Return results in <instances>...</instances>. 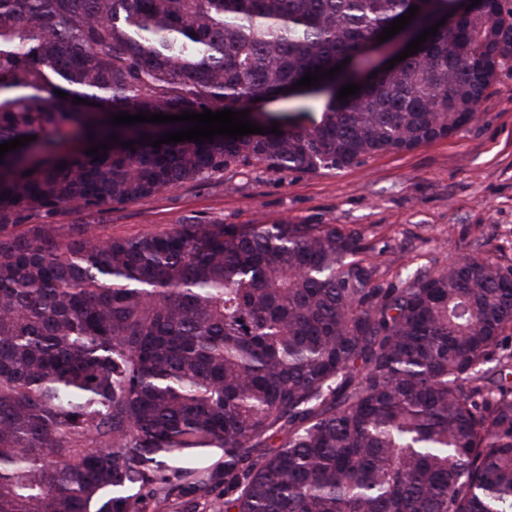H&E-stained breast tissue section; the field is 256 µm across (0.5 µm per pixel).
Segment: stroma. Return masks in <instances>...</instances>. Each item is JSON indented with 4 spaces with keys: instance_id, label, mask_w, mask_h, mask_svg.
I'll return each instance as SVG.
<instances>
[{
    "instance_id": "stroma-1",
    "label": "stroma",
    "mask_w": 512,
    "mask_h": 512,
    "mask_svg": "<svg viewBox=\"0 0 512 512\" xmlns=\"http://www.w3.org/2000/svg\"><path fill=\"white\" fill-rule=\"evenodd\" d=\"M284 220L359 227L385 284L477 250L512 265V68L498 72L476 120L447 139L341 170H228L147 200L53 218L97 225L105 236L198 221Z\"/></svg>"
}]
</instances>
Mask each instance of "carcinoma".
I'll return each mask as SVG.
<instances>
[{"instance_id":"cac0c4a2","label":"carcinoma","mask_w":512,"mask_h":512,"mask_svg":"<svg viewBox=\"0 0 512 512\" xmlns=\"http://www.w3.org/2000/svg\"><path fill=\"white\" fill-rule=\"evenodd\" d=\"M413 5L410 39L444 25L361 77ZM346 59L292 93L323 104L247 115L278 136L109 124L246 110ZM509 64L512 0H0V144L36 136L0 160V512H512V266L384 285L346 224L31 223L445 139Z\"/></svg>"}]
</instances>
